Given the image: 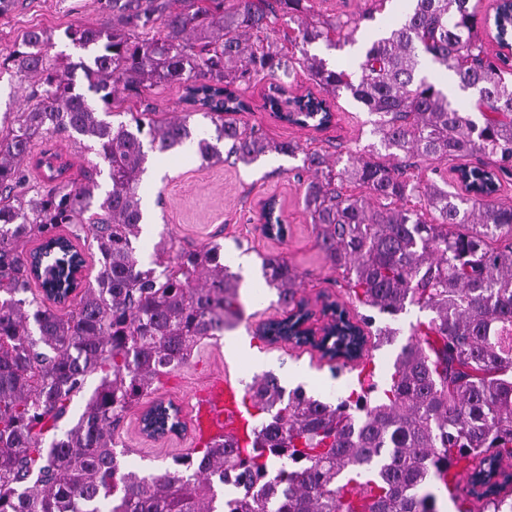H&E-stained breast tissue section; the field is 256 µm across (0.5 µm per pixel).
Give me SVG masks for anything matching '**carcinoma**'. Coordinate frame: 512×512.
I'll return each instance as SVG.
<instances>
[{"label":"carcinoma","instance_id":"carcinoma-1","mask_svg":"<svg viewBox=\"0 0 512 512\" xmlns=\"http://www.w3.org/2000/svg\"><path fill=\"white\" fill-rule=\"evenodd\" d=\"M389 2L317 18L313 0H101L104 23L64 32L84 52L79 61L49 55L42 30L10 49L33 85L28 105L0 123V512H102L108 498V512H438L440 487L469 512L452 473L462 462L483 487L474 493L483 512H512L509 473L492 480V465L512 460V205L465 197L445 176V165L466 159L476 161L471 181L492 193L512 178V62L488 51V18L473 0H408L404 22L369 42L357 73L308 54L316 42H348ZM156 23L157 36L141 35ZM424 61L475 98L419 76ZM298 67L319 91H346L376 116L388 153L331 160L242 118L253 81ZM78 70L104 111L76 90ZM164 83L183 87L213 126L197 141L202 160L303 154V208L349 297L392 320L411 305L430 318L411 326L385 388L370 372L332 404L265 373L245 387L261 418L248 444L226 435L173 471L142 475L118 460L125 414L241 318L239 276L219 242L176 250L162 239L149 265L137 256L144 140L160 152L182 148L193 113L108 117L118 95ZM332 117L310 93L285 121L319 128ZM61 133L107 164L104 195L98 166L78 182L47 151L35 161L42 179L30 181L24 160ZM61 224L77 239L91 234L101 255L95 283L64 313L33 292L24 250L40 240L41 262L56 269L50 287L66 291L60 264L74 255L56 235ZM262 272L279 303L293 304L302 280L288 259L266 255ZM398 333L364 316L341 322L336 343L355 361L366 335L380 346ZM144 422L154 433L178 426L161 402Z\"/></svg>","mask_w":512,"mask_h":512}]
</instances>
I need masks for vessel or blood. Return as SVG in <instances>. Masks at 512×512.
<instances>
[{
	"label": "vessel or blood",
	"mask_w": 512,
	"mask_h": 512,
	"mask_svg": "<svg viewBox=\"0 0 512 512\" xmlns=\"http://www.w3.org/2000/svg\"><path fill=\"white\" fill-rule=\"evenodd\" d=\"M249 414L238 388L228 380L213 381L198 397L193 418V429L201 443L221 438L224 432L246 437Z\"/></svg>",
	"instance_id": "vessel-or-blood-1"
}]
</instances>
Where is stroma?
Listing matches in <instances>:
<instances>
[{"mask_svg": "<svg viewBox=\"0 0 512 512\" xmlns=\"http://www.w3.org/2000/svg\"><path fill=\"white\" fill-rule=\"evenodd\" d=\"M403 10L401 0H389L373 20L363 23L356 44L329 48L319 42L310 45L309 51L326 59L330 66L357 70L364 45L384 36L399 23ZM102 21L99 0H15L11 11L0 15V53L8 52L20 43L26 31L36 28L51 33L56 49L60 50L67 28L96 26ZM270 86V80L263 79L254 82L246 94L250 103L247 120L261 126L270 138L293 139L307 149L326 148L335 157L379 150L373 116L350 95L343 94L337 99L333 125L316 131L271 118L266 104ZM148 108L173 116L189 111L190 106L178 85L155 87L137 97L123 96L112 106L113 111L122 113ZM148 161L152 172L144 176L140 193L152 206L154 222L142 230L137 243L141 262H150L155 245L166 236L172 237L179 248L218 238L224 246L225 264L240 277L243 314L235 327L198 345L187 364L157 383L153 397L143 398L127 412L116 436L117 446L123 451L120 464L145 475L175 469L176 459L194 452L196 441L190 422L195 395L214 376H223L241 387L267 372L286 379L289 369L300 365L310 376L307 394L323 401L332 400L334 383L350 389L357 385L356 369L346 367L332 373L330 362L317 351L286 342L271 345L255 334L261 324L286 314L277 302L275 290L269 289L262 277L263 256L283 254L304 274L298 295L311 309H319L324 294L341 302L346 299L343 289L335 284L337 273L317 246L313 226L303 209L304 183L295 173L298 160L269 156L247 166L207 162L182 151H152ZM272 197L279 200L281 218L288 229L282 239L267 237L259 221L262 202ZM429 317V312L414 306L399 315L395 322L399 335L391 344L371 351L379 379H387L397 354L409 338L411 324ZM235 337L247 342L249 355L237 354L229 348V339ZM155 398L179 408L184 424L180 433L161 438L143 433L141 416Z\"/></svg>", "mask_w": 512, "mask_h": 512, "instance_id": "35a3bbf8", "label": "stroma"}]
</instances>
